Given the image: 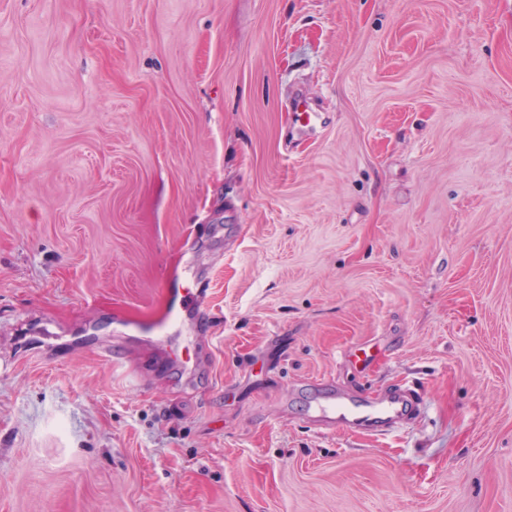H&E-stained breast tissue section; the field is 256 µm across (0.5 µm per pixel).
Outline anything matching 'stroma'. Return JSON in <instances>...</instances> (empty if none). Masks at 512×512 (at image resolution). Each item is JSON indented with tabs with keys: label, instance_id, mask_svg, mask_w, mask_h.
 Returning <instances> with one entry per match:
<instances>
[{
	"label": "stroma",
	"instance_id": "obj_1",
	"mask_svg": "<svg viewBox=\"0 0 512 512\" xmlns=\"http://www.w3.org/2000/svg\"><path fill=\"white\" fill-rule=\"evenodd\" d=\"M0 512H512V0H0ZM184 292L181 295V298L176 301V305L173 307L170 316H174L173 322L169 324H161L157 326V329L155 330V333L157 336H154L158 338L159 340L173 346L177 345V342L181 338V330L177 328V318H178V310H184L182 306V300L183 299H195L198 296L199 289L195 288L193 289H183ZM387 400L385 406L380 409H372L367 403H341L336 402V396L332 395L325 389L322 390V396L316 401L315 407L321 412H336V407L343 411L357 410L364 414L368 420L380 419L382 415H400L408 410L412 411L415 408V402L412 394L408 389L398 388L394 390Z\"/></svg>",
	"mask_w": 512,
	"mask_h": 512
}]
</instances>
